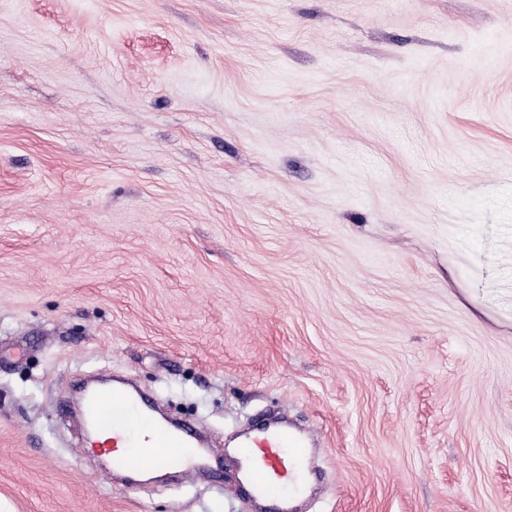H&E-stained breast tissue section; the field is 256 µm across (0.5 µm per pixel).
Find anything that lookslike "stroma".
Returning <instances> with one entry per match:
<instances>
[{"instance_id":"stroma-1","label":"stroma","mask_w":512,"mask_h":512,"mask_svg":"<svg viewBox=\"0 0 512 512\" xmlns=\"http://www.w3.org/2000/svg\"><path fill=\"white\" fill-rule=\"evenodd\" d=\"M111 374L305 512H512V0H0V507L266 512L84 463ZM308 446V436L286 429L244 440L235 452L239 486L254 498L273 503L276 512L291 511L290 503L303 489Z\"/></svg>"}]
</instances>
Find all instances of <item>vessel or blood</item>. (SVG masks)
Masks as SVG:
<instances>
[{
  "label": "vessel or blood",
  "mask_w": 512,
  "mask_h": 512,
  "mask_svg": "<svg viewBox=\"0 0 512 512\" xmlns=\"http://www.w3.org/2000/svg\"><path fill=\"white\" fill-rule=\"evenodd\" d=\"M94 427V457H109L113 472L131 473L153 461L152 449L165 438L176 455L163 458L165 467L193 475L204 456L191 430H174L157 421L140 392L124 386L99 391L86 403ZM309 460L307 436L285 429L244 440L235 452L238 483L253 497L273 503L276 512H289L303 489L301 476Z\"/></svg>",
  "instance_id": "1"
}]
</instances>
